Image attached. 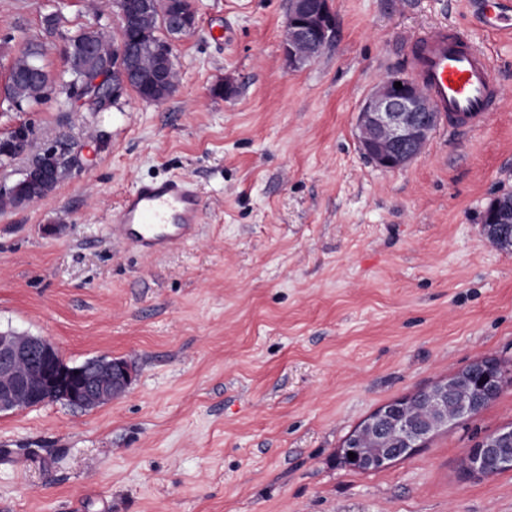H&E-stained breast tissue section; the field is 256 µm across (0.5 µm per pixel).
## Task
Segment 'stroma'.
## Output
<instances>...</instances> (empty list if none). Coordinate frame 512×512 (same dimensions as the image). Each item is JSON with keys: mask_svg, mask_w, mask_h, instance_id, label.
Masks as SVG:
<instances>
[{"mask_svg": "<svg viewBox=\"0 0 512 512\" xmlns=\"http://www.w3.org/2000/svg\"><path fill=\"white\" fill-rule=\"evenodd\" d=\"M0 0V85L37 43L52 74L62 33L118 26L99 0ZM289 0H195L174 43L175 92H125L107 111L41 104L33 155L77 161L43 199L0 207V332L49 340L75 366L134 362L120 399L0 413V512H512V471L462 465L512 425V387L378 471L342 467L345 439L382 405L484 357L512 370V251L482 232L512 192V112L449 138L436 128L397 171L356 137L378 79L407 72L406 36L460 26L512 100V30L483 28L470 0H330L334 36L302 68L282 52ZM188 179L196 236L159 255L112 232L139 183Z\"/></svg>", "mask_w": 512, "mask_h": 512, "instance_id": "1", "label": "stroma"}]
</instances>
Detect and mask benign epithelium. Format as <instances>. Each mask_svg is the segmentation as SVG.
<instances>
[{
  "mask_svg": "<svg viewBox=\"0 0 512 512\" xmlns=\"http://www.w3.org/2000/svg\"><path fill=\"white\" fill-rule=\"evenodd\" d=\"M169 31L166 41L157 46L159 55L171 58L173 42L197 25L192 9L168 11L164 15ZM335 28V16L329 0H291L285 26L283 53L292 70L316 58L329 43ZM102 47L90 34L77 46V56L90 68L99 61ZM89 84L73 86L78 101L87 97L105 108L131 88L142 74L141 50L136 44L119 39L112 44L110 58L96 69ZM401 83L402 88L394 87ZM440 114L435 112L426 90L399 72H390L377 81L364 100L357 116L358 141L365 157L383 170H398L416 159L426 147ZM28 134L25 126L15 128L11 136L0 140V153L13 156L24 151ZM43 161L24 172L25 183L53 187L63 170L76 162L66 148L48 147L41 152ZM484 233L493 237V229L512 224V198H500L482 217ZM497 368L491 358H483L431 387L389 402L371 414L353 436V461L366 470L387 467L409 459L417 448L436 431L452 425L448 403H458L463 414L476 412L499 393L491 380ZM135 376V367L123 360L105 358L76 369L60 364L52 344L41 337L17 332H0V412L10 411L36 399L61 400L87 409L121 398ZM479 379L482 388L468 399L459 398L468 380ZM512 442V426L500 428L470 449L468 469L479 475L490 470L512 471V454L505 445Z\"/></svg>",
  "mask_w": 512,
  "mask_h": 512,
  "instance_id": "benign-epithelium-1",
  "label": "benign epithelium"
}]
</instances>
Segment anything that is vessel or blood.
<instances>
[{
    "instance_id": "vessel-or-blood-1",
    "label": "vessel or blood",
    "mask_w": 512,
    "mask_h": 512,
    "mask_svg": "<svg viewBox=\"0 0 512 512\" xmlns=\"http://www.w3.org/2000/svg\"><path fill=\"white\" fill-rule=\"evenodd\" d=\"M471 6L485 27L512 29V16L492 12L489 0H472ZM408 62L450 135L481 131L495 113L512 110L492 80L489 57L456 27L438 25L410 37ZM203 217L204 204L191 183L168 179L126 194L112 229L124 240L161 253L194 237Z\"/></svg>"
}]
</instances>
